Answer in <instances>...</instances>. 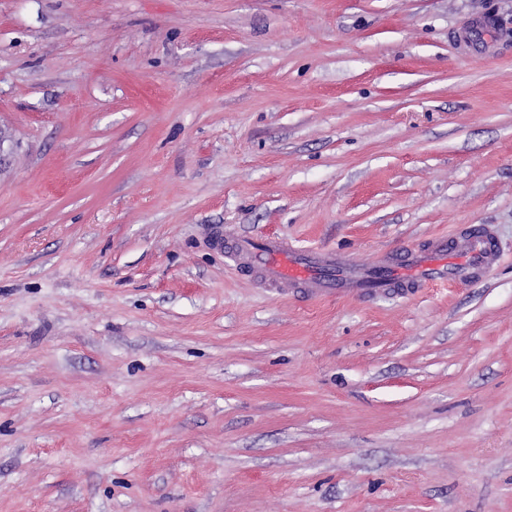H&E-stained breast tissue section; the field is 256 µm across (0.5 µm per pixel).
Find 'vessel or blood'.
<instances>
[{
	"instance_id": "obj_1",
	"label": "vessel or blood",
	"mask_w": 512,
	"mask_h": 512,
	"mask_svg": "<svg viewBox=\"0 0 512 512\" xmlns=\"http://www.w3.org/2000/svg\"><path fill=\"white\" fill-rule=\"evenodd\" d=\"M224 255L230 263L248 265L262 286L279 292L292 288L314 298L369 299L383 292L416 294L456 280H482L500 253L491 226L471 224L380 270L331 251L304 250L278 237L238 236L226 243Z\"/></svg>"
}]
</instances>
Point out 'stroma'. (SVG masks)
<instances>
[{
	"mask_svg": "<svg viewBox=\"0 0 512 512\" xmlns=\"http://www.w3.org/2000/svg\"><path fill=\"white\" fill-rule=\"evenodd\" d=\"M0 129V512H512V0H0ZM224 255L230 263L248 265L262 286L277 292L292 288L314 298L369 299L382 292L417 294L456 280H482L497 265L500 253L491 226L471 224L379 269L332 251L304 250L278 237H234Z\"/></svg>",
	"mask_w": 512,
	"mask_h": 512,
	"instance_id": "35a3bbf8",
	"label": "stroma"
}]
</instances>
